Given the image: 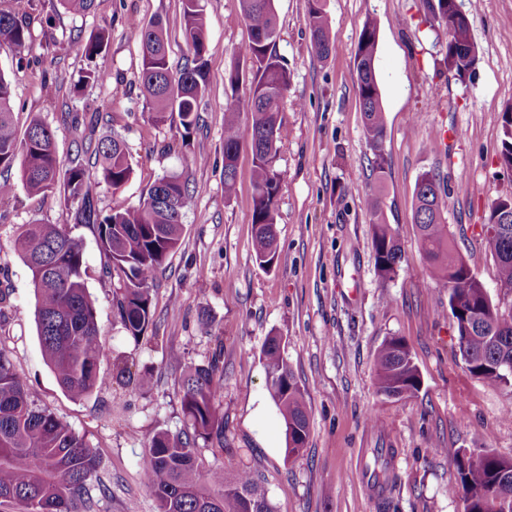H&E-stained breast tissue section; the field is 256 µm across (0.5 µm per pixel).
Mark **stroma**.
I'll list each match as a JSON object with an SVG mask.
<instances>
[{
  "label": "stroma",
  "instance_id": "obj_1",
  "mask_svg": "<svg viewBox=\"0 0 512 512\" xmlns=\"http://www.w3.org/2000/svg\"><path fill=\"white\" fill-rule=\"evenodd\" d=\"M335 44L315 53L306 24L307 0H274L280 36L274 50L287 64L290 85L280 114L286 136L275 168L282 177L277 201V259L261 268L253 245L250 135H243L236 192L224 194L226 76L239 67L236 92L247 99L250 65L236 53L248 39L239 0H207L208 90L199 121L154 125L151 102L140 90L141 48L128 22L162 20L172 68L189 55L181 0H95L75 15L59 0H30L26 19L32 44L15 54L0 48V73L10 81L15 122L48 123L62 162L92 152L109 132L125 139L133 173L121 191L139 206L158 178L181 174L194 202L182 242L158 271L153 323L143 338L127 336L112 311L116 281L105 277L92 228L74 226L60 197H28L20 169L6 175L16 188L0 201V336L29 396L84 436L97 457L92 512H157L142 482L148 438L184 428L181 379L187 366L221 352L224 364V447L198 444L200 458L226 471L257 474L275 512H464L449 487L457 471L451 448H483L512 459V388H494L473 376L456 345L448 292L434 283L413 222L415 187L436 174L453 204L448 231L493 303H500L497 269L482 226L488 206L512 192V172L499 163L501 114L512 107V0H458L473 17L478 61L469 77L437 74L447 34L427 0H322ZM378 28L376 72L384 109L389 168L381 190L369 178L371 153L354 65L366 22ZM110 26L105 56L94 63L110 81L80 85L91 61L83 47ZM73 112L100 120L76 137ZM378 196L402 249L396 274L381 278L371 246L369 201ZM68 225L83 246L88 291L102 341L132 357L147 375L138 393L113 383V362L99 367L104 387L71 398L45 363L34 320L30 272L12 241L24 224ZM278 335L303 392L310 418L306 448L285 454L278 410L266 387L261 350ZM400 337L419 370L417 392L394 399L374 381V356ZM388 449L392 481L374 495L366 481L375 449Z\"/></svg>",
  "mask_w": 512,
  "mask_h": 512
}]
</instances>
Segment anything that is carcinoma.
I'll use <instances>...</instances> for the list:
<instances>
[{
	"label": "carcinoma",
	"instance_id": "1",
	"mask_svg": "<svg viewBox=\"0 0 512 512\" xmlns=\"http://www.w3.org/2000/svg\"><path fill=\"white\" fill-rule=\"evenodd\" d=\"M249 37L236 54L251 66V96L241 106L235 95L224 108V194L235 192L241 142L239 115L250 119L253 156V228L255 259L270 267L276 259V202L281 176L275 159L284 130L279 118L288 92L287 64L273 51L278 36L274 0H240ZM28 0H8L0 7V47L21 54L31 45L23 20ZM433 18L447 30V50L439 65L463 81L478 58L472 24L460 16L453 0H429ZM184 34L190 57L173 71L168 37L159 20L131 19L142 50L140 85L153 105L156 125L179 122L184 130L196 123L198 101L207 86L208 44L203 0H182ZM307 25L312 46L321 58L329 55L333 39L321 0H308ZM109 40L103 28L84 46L85 55H100ZM377 26L365 23L355 54L357 86L370 171L382 184L388 169L382 98L376 76ZM13 93L0 73V169L20 162L21 181L32 197L57 194L74 207L75 225L95 231L106 258L104 272L117 280L112 297L115 315L128 336L139 341L152 324V282L156 271L179 246L183 216L192 196L179 174L157 179L143 202L132 207L121 188L132 174L130 153L117 134L103 137L95 151L94 170L74 159L61 170L54 134L35 118L24 137L13 121ZM500 161L512 171V108L502 114ZM112 189V206L97 207L102 186ZM413 221L432 278L448 290L460 355L471 374L485 384L500 387L512 380V308L502 312L493 304L483 283L455 249L445 213L450 196L435 175L425 172L416 184ZM375 266L383 279L391 277L402 258L401 246L387 224L377 197L370 201ZM487 224L500 231L486 237L497 265V284L512 288V194L489 206ZM13 249L31 272L35 294L37 336L46 363L61 388L81 399L101 387L100 364L111 356L101 340L97 310L85 285L86 266L81 241L64 225L24 224ZM261 359L266 384L285 427L286 453L295 457L306 447L309 416L279 336L267 338ZM378 391L387 397L417 392L420 374L407 343L400 337L385 340L374 358ZM118 384L135 391L149 379L135 376L127 366L116 374ZM224 386L220 354L205 365L189 367L181 383V408L186 429L160 430L145 448L142 476L154 495L158 512H274L259 478L248 471L227 473L206 467L197 455V440L224 449V415L216 402ZM450 461L457 482L448 493L461 498L464 512H499L498 504L512 501V459L487 450L452 448ZM97 468L92 448L68 424L30 400L27 383L13 370L9 351L0 346V505L15 512H90L89 481Z\"/></svg>",
	"mask_w": 512,
	"mask_h": 512
}]
</instances>
